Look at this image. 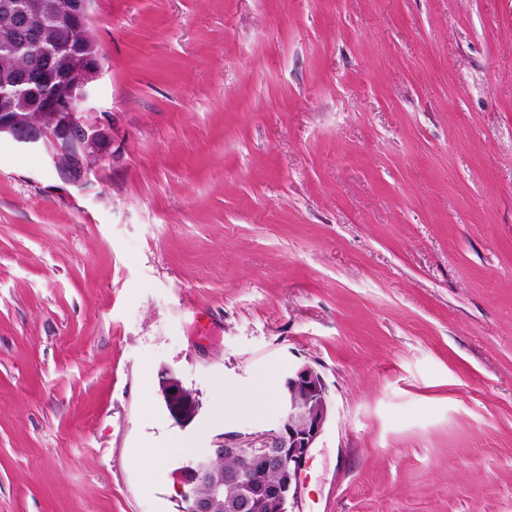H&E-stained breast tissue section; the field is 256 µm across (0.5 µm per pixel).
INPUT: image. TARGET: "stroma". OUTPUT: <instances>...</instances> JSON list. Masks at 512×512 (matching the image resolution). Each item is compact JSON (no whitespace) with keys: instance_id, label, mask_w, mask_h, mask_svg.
<instances>
[{"instance_id":"obj_1","label":"stroma","mask_w":512,"mask_h":512,"mask_svg":"<svg viewBox=\"0 0 512 512\" xmlns=\"http://www.w3.org/2000/svg\"><path fill=\"white\" fill-rule=\"evenodd\" d=\"M90 14L124 165L79 189L0 139V512H178L304 363L300 512H512V0ZM160 393L166 410L176 423L187 425L199 414L201 405L198 397L185 388L182 381L171 371L165 370Z\"/></svg>"}]
</instances>
